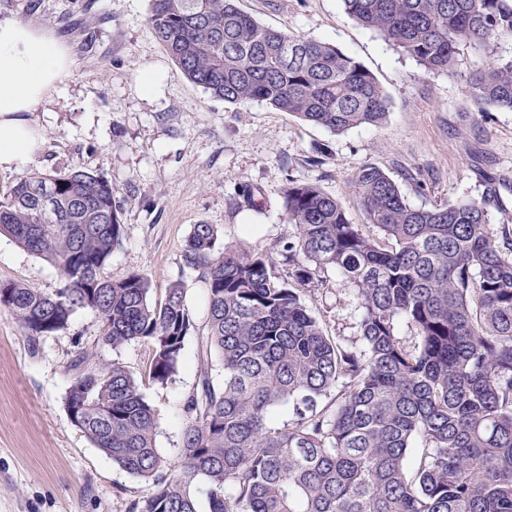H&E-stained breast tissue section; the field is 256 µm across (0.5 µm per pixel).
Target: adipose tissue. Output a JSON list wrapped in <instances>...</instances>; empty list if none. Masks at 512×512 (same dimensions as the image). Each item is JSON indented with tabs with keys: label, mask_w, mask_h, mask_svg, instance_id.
<instances>
[{
	"label": "adipose tissue",
	"mask_w": 512,
	"mask_h": 512,
	"mask_svg": "<svg viewBox=\"0 0 512 512\" xmlns=\"http://www.w3.org/2000/svg\"><path fill=\"white\" fill-rule=\"evenodd\" d=\"M70 75V52L62 42L30 25L0 22V169L32 160L36 135L24 115Z\"/></svg>",
	"instance_id": "ef3b65f1"
}]
</instances>
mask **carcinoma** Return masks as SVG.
Here are the masks:
<instances>
[{
	"label": "carcinoma",
	"instance_id": "obj_1",
	"mask_svg": "<svg viewBox=\"0 0 512 512\" xmlns=\"http://www.w3.org/2000/svg\"><path fill=\"white\" fill-rule=\"evenodd\" d=\"M342 4L430 73L455 74L462 45L481 49L487 63L467 78L476 111L512 110V0ZM147 22L183 76L214 98L264 102L337 133L389 114L360 62L258 23L237 0H151ZM354 188L380 234L295 181L281 196L294 235L274 254L219 249L216 225L193 226L184 261L206 285L208 317L176 460L156 448L154 409L125 366L91 349L71 361V422L150 487L131 512H198L200 499L206 512H512V229L489 224L496 189L415 208L373 165ZM114 193L92 172L54 169L0 195V235L60 281L52 292L1 282L0 307L34 346L91 310L100 344H148L144 376L165 385L196 325L180 284L158 305L148 275H102L123 238ZM330 268L361 301L362 348L327 335L303 301ZM401 319L412 346L397 335Z\"/></svg>",
	"mask_w": 512,
	"mask_h": 512
}]
</instances>
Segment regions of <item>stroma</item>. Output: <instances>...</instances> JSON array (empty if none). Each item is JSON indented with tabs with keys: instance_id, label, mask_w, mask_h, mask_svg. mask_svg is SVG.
Wrapping results in <instances>:
<instances>
[{
	"instance_id": "stroma-1",
	"label": "stroma",
	"mask_w": 512,
	"mask_h": 512,
	"mask_svg": "<svg viewBox=\"0 0 512 512\" xmlns=\"http://www.w3.org/2000/svg\"><path fill=\"white\" fill-rule=\"evenodd\" d=\"M238 5L262 25L329 42L363 64L389 97L386 122L334 134L263 102L211 98L152 34L151 0H0V21L50 32L73 58L67 86L27 115L39 136L30 169L88 170L111 181L124 234L104 276L147 273L155 303L170 283L184 288L198 331L185 342L174 381L142 387L157 416L156 446L169 459L180 446L183 402L196 382L207 318V290L183 260L194 225H217L220 243L269 251L294 232L281 207L291 181L317 185L352 223H364L354 179L367 164L385 171L414 207L478 198L487 183H497L490 225H512V111H475L466 78L482 67L481 52L460 47L456 75H433L358 25L341 0ZM147 68L162 77L151 96L138 85ZM246 185L261 210L240 205ZM325 277L306 303L327 335L360 344L355 291L336 270ZM0 282L47 292L59 286L54 266L4 236ZM101 332L97 315L81 309L67 328L34 346L0 308V512H130L147 495V484L113 464L65 409L68 364L78 352L98 348L102 360L118 361L136 377L147 364V344L101 348Z\"/></svg>"
}]
</instances>
